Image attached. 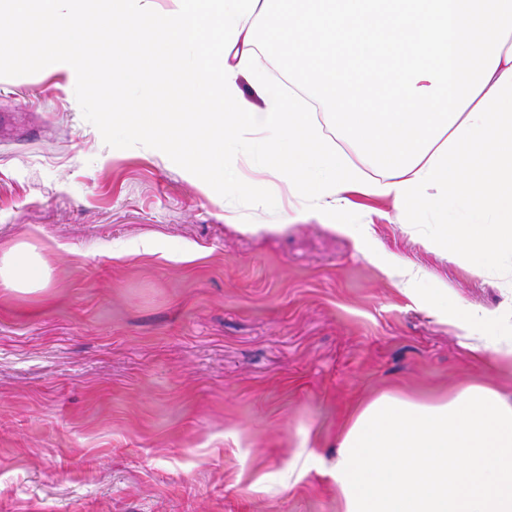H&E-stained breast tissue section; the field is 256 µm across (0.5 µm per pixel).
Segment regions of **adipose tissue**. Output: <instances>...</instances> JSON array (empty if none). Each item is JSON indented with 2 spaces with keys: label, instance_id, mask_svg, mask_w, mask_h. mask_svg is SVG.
Returning <instances> with one entry per match:
<instances>
[{
  "label": "adipose tissue",
  "instance_id": "adipose-tissue-1",
  "mask_svg": "<svg viewBox=\"0 0 512 512\" xmlns=\"http://www.w3.org/2000/svg\"><path fill=\"white\" fill-rule=\"evenodd\" d=\"M91 0H0V31L35 42L81 82L115 90L153 82L150 63L180 74L179 111L147 99H115L134 115L124 140H159L169 163L225 197L268 172L288 186L279 229L317 221L363 242L348 223L355 196L382 199L407 223L448 207L459 224L437 225L434 244L478 271L512 259V0H108L91 24ZM134 30L126 59L101 74L85 55L112 53ZM297 59L298 85L329 106L330 125L368 157L352 168L315 113L284 99L258 71L264 50ZM263 97L244 98L243 77ZM51 267L25 239L0 248V288L47 291ZM328 472L340 512H512V396L471 384L432 400L383 393L340 437Z\"/></svg>",
  "mask_w": 512,
  "mask_h": 512
}]
</instances>
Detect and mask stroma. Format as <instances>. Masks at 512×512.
Returning <instances> with one entry per match:
<instances>
[{
  "mask_svg": "<svg viewBox=\"0 0 512 512\" xmlns=\"http://www.w3.org/2000/svg\"><path fill=\"white\" fill-rule=\"evenodd\" d=\"M29 48L0 47V248L53 268L48 294L0 290V512H338L328 474L289 482L301 453L336 455L351 409L384 391L464 382L512 392L468 338L399 292L369 252L499 316L512 288L449 260L370 199L363 244L308 221L271 231L284 200L235 196L141 142L114 149L103 104ZM151 250H144L143 240Z\"/></svg>",
  "mask_w": 512,
  "mask_h": 512,
  "instance_id": "obj_1",
  "label": "stroma"
}]
</instances>
